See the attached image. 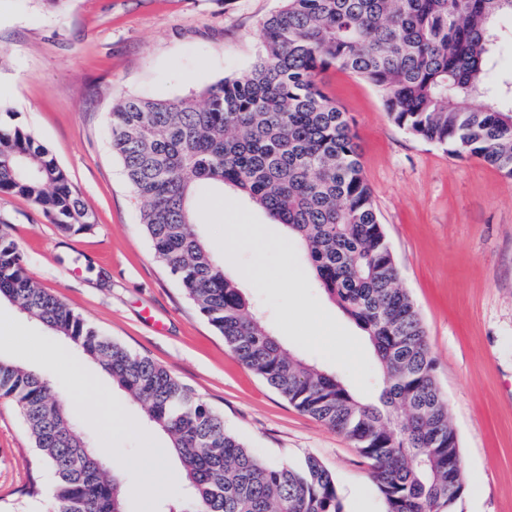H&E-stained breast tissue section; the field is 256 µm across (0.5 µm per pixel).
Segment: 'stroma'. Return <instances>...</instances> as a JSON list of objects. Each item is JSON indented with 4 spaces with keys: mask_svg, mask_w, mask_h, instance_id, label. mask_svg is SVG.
<instances>
[{
    "mask_svg": "<svg viewBox=\"0 0 512 512\" xmlns=\"http://www.w3.org/2000/svg\"><path fill=\"white\" fill-rule=\"evenodd\" d=\"M282 0H0V121L55 156L96 224L65 236L27 199L0 194V221L40 288L106 336L165 367L223 414L265 459L318 458L345 512H383L368 467L344 436L298 411L242 365L157 261L139 205L113 155L108 114L128 96L202 99L249 68L260 25ZM323 92L346 112L400 285L426 329L465 462L459 512H512V179L458 159L393 124L380 94L329 68ZM200 230L225 270L295 353L375 400L377 363L358 328L323 293L280 225L233 192L200 193ZM0 358L51 378L73 405L76 433L122 471L130 507L167 502L179 460L154 456L166 436L81 351L0 298ZM85 364L81 375L68 362ZM55 476L17 407L0 399V512H50ZM39 493L29 496L30 485Z\"/></svg>",
    "mask_w": 512,
    "mask_h": 512,
    "instance_id": "35a3bbf8",
    "label": "stroma"
}]
</instances>
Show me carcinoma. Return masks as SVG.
Listing matches in <instances>:
<instances>
[{
    "label": "carcinoma",
    "instance_id": "obj_1",
    "mask_svg": "<svg viewBox=\"0 0 512 512\" xmlns=\"http://www.w3.org/2000/svg\"><path fill=\"white\" fill-rule=\"evenodd\" d=\"M261 24L252 66L190 97L129 96L108 133L154 255L225 345L296 409L347 438L385 512H457L465 466L426 330L397 266L346 113L322 92L334 66L380 94L391 121L512 179V0H283ZM228 188L288 229L321 288L364 333L379 396H358L266 326L201 236L194 199ZM0 193L22 196L64 235L94 215L29 132L0 123ZM0 297L96 361L162 430L184 471L166 512H344L333 475L306 457L263 460L224 417L40 288L0 226ZM12 401L54 471L52 512H129L119 474L74 434V413L43 375L0 359Z\"/></svg>",
    "mask_w": 512,
    "mask_h": 512
}]
</instances>
